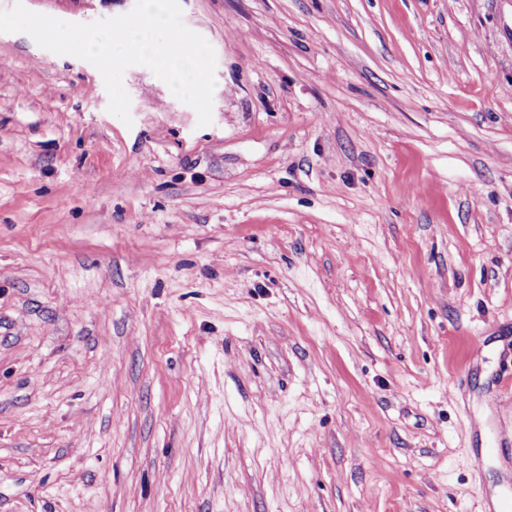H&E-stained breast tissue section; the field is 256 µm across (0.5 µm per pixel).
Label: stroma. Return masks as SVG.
<instances>
[{"mask_svg":"<svg viewBox=\"0 0 512 512\" xmlns=\"http://www.w3.org/2000/svg\"><path fill=\"white\" fill-rule=\"evenodd\" d=\"M180 5L204 127L0 33V512L512 500V0Z\"/></svg>","mask_w":512,"mask_h":512,"instance_id":"stroma-1","label":"stroma"}]
</instances>
